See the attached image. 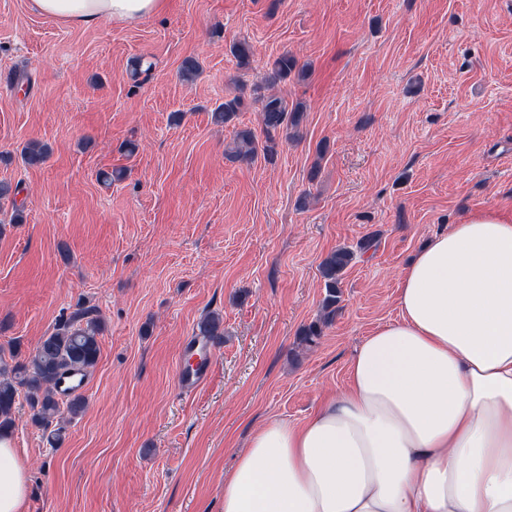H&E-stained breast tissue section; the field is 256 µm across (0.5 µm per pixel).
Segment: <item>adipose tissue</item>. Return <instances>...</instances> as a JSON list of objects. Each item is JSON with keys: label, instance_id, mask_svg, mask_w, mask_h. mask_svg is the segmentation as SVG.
<instances>
[{"label": "adipose tissue", "instance_id": "ef3b65f1", "mask_svg": "<svg viewBox=\"0 0 512 512\" xmlns=\"http://www.w3.org/2000/svg\"><path fill=\"white\" fill-rule=\"evenodd\" d=\"M59 22L137 23L163 0H30ZM399 321L357 347L345 390L271 420L224 476L223 512H512V217L469 214L400 275ZM0 439V512H26Z\"/></svg>", "mask_w": 512, "mask_h": 512}]
</instances>
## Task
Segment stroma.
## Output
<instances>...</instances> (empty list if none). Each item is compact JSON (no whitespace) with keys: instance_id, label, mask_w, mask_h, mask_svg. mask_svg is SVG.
Instances as JSON below:
<instances>
[{"instance_id":"35a3bbf8","label":"stroma","mask_w":512,"mask_h":512,"mask_svg":"<svg viewBox=\"0 0 512 512\" xmlns=\"http://www.w3.org/2000/svg\"><path fill=\"white\" fill-rule=\"evenodd\" d=\"M284 53L297 67L273 91L303 124L271 159L227 160L239 129L262 134L252 89ZM31 141L51 149L41 166L21 160ZM1 152L18 193L0 204V357L26 360L76 311L101 322L59 438L16 402L27 512H222L251 435L315 413L398 319L417 252L469 213L512 215V0H166L91 27L0 0ZM339 248L328 321L320 265ZM211 313L209 378L182 392L185 339Z\"/></svg>"}]
</instances>
